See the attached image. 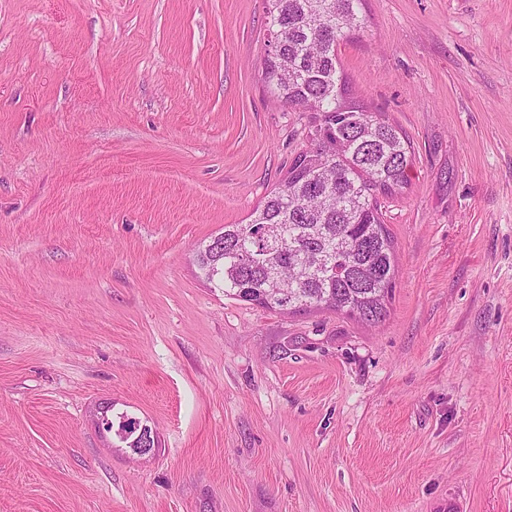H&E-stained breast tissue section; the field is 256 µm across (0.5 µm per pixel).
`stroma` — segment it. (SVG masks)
Instances as JSON below:
<instances>
[{
    "label": "stroma",
    "instance_id": "35a3bbf8",
    "mask_svg": "<svg viewBox=\"0 0 512 512\" xmlns=\"http://www.w3.org/2000/svg\"><path fill=\"white\" fill-rule=\"evenodd\" d=\"M363 14L414 148L376 327L197 267L306 144L263 0H0V512H512V0Z\"/></svg>",
    "mask_w": 512,
    "mask_h": 512
}]
</instances>
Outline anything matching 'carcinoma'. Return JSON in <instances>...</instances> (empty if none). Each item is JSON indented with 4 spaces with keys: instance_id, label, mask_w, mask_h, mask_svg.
Wrapping results in <instances>:
<instances>
[{
    "instance_id": "obj_1",
    "label": "carcinoma",
    "mask_w": 512,
    "mask_h": 512,
    "mask_svg": "<svg viewBox=\"0 0 512 512\" xmlns=\"http://www.w3.org/2000/svg\"><path fill=\"white\" fill-rule=\"evenodd\" d=\"M363 0H264V82L284 106L313 111L309 146L247 224L224 225V250L197 255L224 295L283 313L325 309L378 324L397 275L379 196L409 185L414 156L398 125L351 93L337 57L361 30Z\"/></svg>"
}]
</instances>
